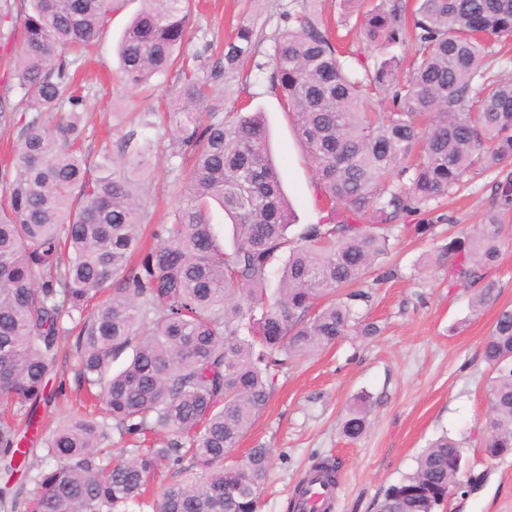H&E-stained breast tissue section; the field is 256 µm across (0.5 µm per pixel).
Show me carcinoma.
<instances>
[{"instance_id": "cac0c4a2", "label": "carcinoma", "mask_w": 512, "mask_h": 512, "mask_svg": "<svg viewBox=\"0 0 512 512\" xmlns=\"http://www.w3.org/2000/svg\"><path fill=\"white\" fill-rule=\"evenodd\" d=\"M15 76L25 102L0 200V460L30 473L25 446L33 416L57 393L50 365L66 330L76 340L78 380L105 416L67 417L46 442L44 464L24 498L25 512H258L267 448L234 453L256 422L280 373L357 333L380 334L359 315L371 292L363 276L407 224L486 172L512 160V81L497 78L498 50L512 37V0H380L360 28L383 49L413 38L409 69L391 55L368 64L339 50L315 0L288 15L275 41L269 82L281 93L329 204L326 216L288 237L293 214L271 160L264 113L226 114L235 81L254 49L243 25L224 62L180 57L190 0H142L124 29V84L139 87L176 69L168 90L170 157L187 202L167 238L144 250L146 200L138 191L150 146L130 136L128 158L92 174L79 144L87 95L69 66L95 47L113 0H29ZM389 95L390 112L365 111ZM409 184H404L403 179ZM217 202L230 219L226 252L208 218ZM507 233L500 212L444 252L452 288H475L473 307L498 299L486 278ZM279 279L269 288L274 263ZM132 352L124 369L110 362ZM482 356L494 372L485 453H512V309L497 315ZM26 406L19 414L18 406ZM364 398L342 422L356 439L367 428ZM131 448L110 461V433ZM186 477L154 490L163 466ZM465 468L460 442L442 436L422 449L411 472L383 492L377 512H437Z\"/></svg>"}]
</instances>
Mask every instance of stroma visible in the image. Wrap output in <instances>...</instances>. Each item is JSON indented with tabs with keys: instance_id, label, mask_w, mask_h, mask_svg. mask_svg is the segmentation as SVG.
Masks as SVG:
<instances>
[{
	"instance_id": "35a3bbf8",
	"label": "stroma",
	"mask_w": 512,
	"mask_h": 512,
	"mask_svg": "<svg viewBox=\"0 0 512 512\" xmlns=\"http://www.w3.org/2000/svg\"><path fill=\"white\" fill-rule=\"evenodd\" d=\"M305 5V0H195L183 51L220 57L247 24L254 30L255 62H267L276 37L288 26L285 13ZM141 6V0H115L97 47L76 66L88 94L82 151L94 164L106 154L120 159L127 135L153 144L155 158L141 184L148 192L142 230L163 237L184 198L167 153L170 130L162 122L131 124L130 115L154 107L157 93L171 80L156 79L151 93L125 86L116 55L127 22ZM28 7V0H0V108L9 111L23 107L15 64ZM317 9L341 47L364 59L380 56V49L360 36L352 0H318ZM242 100L265 114L272 158L295 214L292 232L300 234L326 211L294 118L259 72L249 75ZM469 178L466 190L436 205L439 221L430 232L401 235L368 270L365 281L373 290L364 311L380 325V335L348 337L294 361L279 376L266 408L236 450L240 456L256 447L270 451L259 512H289L292 490L323 458L341 468L333 512H376L383 490L409 473L421 449L443 434L463 440L466 473L438 512H512V455L492 459L484 452L493 373L482 357L499 310L512 307V242L489 272L499 284V297L480 310L473 307V290L449 287L448 263L438 258L449 235L471 231L499 206L493 173L478 167ZM76 337V331H68L50 369L59 396L38 411L44 440L59 421L82 409ZM362 393L372 401L368 428L352 440L343 434L341 421Z\"/></svg>"
}]
</instances>
